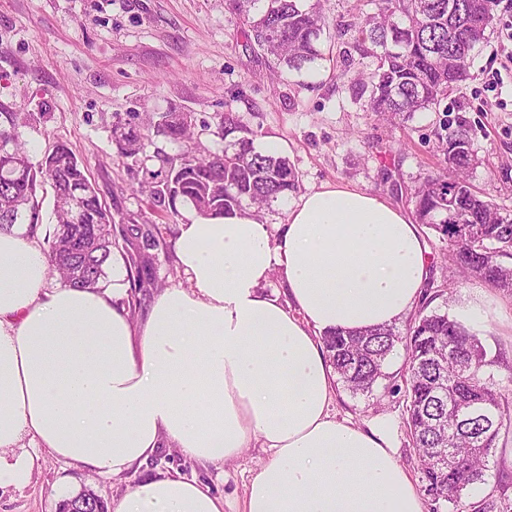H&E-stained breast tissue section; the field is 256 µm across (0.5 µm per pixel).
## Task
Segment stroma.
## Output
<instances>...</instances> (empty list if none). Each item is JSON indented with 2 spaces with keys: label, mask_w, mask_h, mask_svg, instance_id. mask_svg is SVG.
<instances>
[{
  "label": "stroma",
  "mask_w": 512,
  "mask_h": 512,
  "mask_svg": "<svg viewBox=\"0 0 512 512\" xmlns=\"http://www.w3.org/2000/svg\"><path fill=\"white\" fill-rule=\"evenodd\" d=\"M511 14L512 0H498L495 21L472 53L468 78L439 106L407 120H385L353 99V83L371 71L373 60L358 57L343 65L339 52L352 50L350 33L339 44L322 34L323 60L296 72L272 68L263 52L247 46L236 0H0V113L26 117L19 131L32 161H40L54 141L66 142L111 209L157 223L154 275L167 287L181 279L174 263L177 221L161 218L140 185L180 147L149 136L146 160L135 164L116 153L108 133L113 119L129 112L145 118L188 112L208 122L199 140L218 151L225 141L213 127L232 111L245 116L258 138L285 141L298 188L261 210L269 224L284 223L290 202L300 195L336 182L412 212L413 189L445 166L439 137L462 128L473 155L470 183L502 214L512 215V62L501 49L499 25ZM495 71L502 81L491 89L487 80ZM421 235L430 258L428 284L439 292L431 309L451 313L463 298L485 297L491 315L477 332L495 360L496 380L512 379V294L459 279L443 262L438 233L425 229ZM386 373L371 395L338 389L332 411L360 425L392 419L397 458L416 479L419 458L404 425L403 398L395 391L405 373L403 352L391 356ZM266 460L262 449L248 448L219 473L179 449L161 448L139 467L103 478L40 451L27 486L0 490V512H58L62 500L84 490L109 504L143 479L175 473L205 482L223 497L224 512H239L246 483ZM488 497L512 504V429L497 440L486 483L469 491L473 501Z\"/></svg>",
  "instance_id": "35a3bbf8"
}]
</instances>
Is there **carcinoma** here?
<instances>
[{"label": "carcinoma", "mask_w": 512, "mask_h": 512, "mask_svg": "<svg viewBox=\"0 0 512 512\" xmlns=\"http://www.w3.org/2000/svg\"><path fill=\"white\" fill-rule=\"evenodd\" d=\"M470 17L448 14V0H382L383 11L369 28H355V48L377 59L370 82L355 86L357 99L367 98L370 111L409 119L439 104L448 90L467 76V65L448 64V56L467 57L485 39L474 28L494 0H466ZM247 42L255 43L274 64L300 71L323 59L316 30L322 16L302 0H242ZM183 113L166 112L154 123L156 135L182 145L181 152L162 159L164 167L149 172L151 197L169 218L179 207L192 206L203 216H222L248 205L266 204L297 189L295 173L282 156L255 151L256 132L244 116L224 113L219 134L229 140L221 151L191 146L192 127ZM139 114L111 124L117 154L137 158L145 139ZM21 117L7 113L0 124V229L40 222L38 190L49 186L56 228L49 245L51 277L75 288H96L105 278L112 251L123 250L132 288H154L153 257L157 246L148 224L116 227L115 216L100 200L73 150L56 142L42 160L32 161L20 139ZM463 130L448 134L442 147L451 172L426 179L414 191L417 223L447 241L443 259L460 277L478 279L512 293V223L502 224L496 206L469 186L465 171L472 155ZM469 214V223H448V200ZM497 262L484 264L486 250ZM423 302L405 331L377 327L359 332H334L322 337L343 386L366 395L386 377L389 356L405 353L403 386L405 427L421 462L419 491L430 512L449 503L458 512H486L485 501L464 502L469 486L486 481L493 449L501 430L512 428L508 387L494 379L488 356L477 334L448 316L427 311Z\"/></svg>", "instance_id": "cac0c4a2"}]
</instances>
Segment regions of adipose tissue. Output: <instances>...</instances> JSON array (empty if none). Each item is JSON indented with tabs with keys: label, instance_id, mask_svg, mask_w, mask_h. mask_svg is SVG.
<instances>
[{
	"label": "adipose tissue",
	"instance_id": "adipose-tissue-1",
	"mask_svg": "<svg viewBox=\"0 0 512 512\" xmlns=\"http://www.w3.org/2000/svg\"><path fill=\"white\" fill-rule=\"evenodd\" d=\"M181 213L184 280L140 321L121 252L111 289L53 287L40 241L0 231V487L30 483L28 440L99 476L165 447L218 469L259 447L267 460L243 512H426L393 422L332 414L321 342L415 309L429 265L417 224L340 183L302 195L284 224L250 210ZM274 273L284 294L266 289ZM114 512H224V501L176 474L139 482Z\"/></svg>",
	"mask_w": 512,
	"mask_h": 512
}]
</instances>
